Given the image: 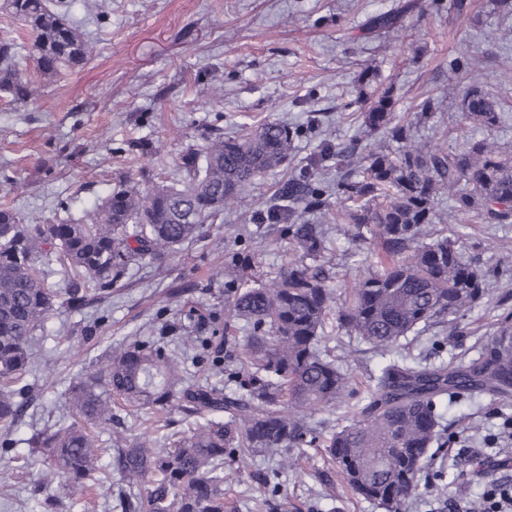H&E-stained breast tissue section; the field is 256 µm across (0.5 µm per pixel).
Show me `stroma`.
<instances>
[{
	"instance_id": "obj_1",
	"label": "stroma",
	"mask_w": 512,
	"mask_h": 512,
	"mask_svg": "<svg viewBox=\"0 0 512 512\" xmlns=\"http://www.w3.org/2000/svg\"><path fill=\"white\" fill-rule=\"evenodd\" d=\"M86 31L94 54L86 63L44 79L33 77L26 101L0 97V209L28 224L86 218L114 183L175 182L183 157L204 148L208 136H239L266 121L312 122L296 140L288 163L256 178L237 202L208 223L199 241L162 262L129 265L111 292L81 311L57 307L34 333L37 353L29 375L33 400L16 432L21 443L0 451V512H112L109 494L96 489L45 487L49 461L24 438L70 424L61 397L89 362L136 338L176 348L180 337L209 320L226 321L233 289L221 270L232 252H244L272 275L294 258L277 224H253L277 188L298 176L325 142L365 137L398 154V143L365 135L356 118L383 89L393 91L397 118L413 122L416 138L455 150L467 140L512 146V14L498 0H471L467 17L450 15L445 0H416L395 29L367 27L392 0H86ZM221 94H214V87ZM499 98L511 118L494 130L460 119L467 88ZM435 98L427 123L413 107ZM441 193V223L465 256L486 274V295L465 317L461 333L435 324L427 340L402 345L398 357L435 364L453 356L476 358L498 336L512 312V224L463 221ZM321 225L337 301L361 273L350 226L336 212L308 211ZM337 363L351 376L348 404L313 413L323 430L352 418L379 362L368 345L329 321ZM448 443L433 451L442 481L415 493L399 512H468L469 497L494 481L512 484V412L486 393L443 408ZM224 498L235 512H385L356 495L316 448H293L287 461L256 456L245 467L226 459ZM276 474L277 488L266 483Z\"/></svg>"
}]
</instances>
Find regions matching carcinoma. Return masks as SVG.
I'll return each mask as SVG.
<instances>
[{
  "label": "carcinoma",
  "instance_id": "obj_1",
  "mask_svg": "<svg viewBox=\"0 0 512 512\" xmlns=\"http://www.w3.org/2000/svg\"><path fill=\"white\" fill-rule=\"evenodd\" d=\"M74 0H3V10L22 22L33 40V72L56 76L84 64L93 48L72 20ZM401 9L372 16L371 27L393 29ZM18 43L0 40V93L28 96L31 73L17 62ZM498 103L472 87L461 100L464 120L493 127ZM385 89L360 113L362 125L401 144L392 157L357 140L310 159L303 173L281 188L277 201L255 220L284 224L299 259L274 277L256 276L253 259L233 254L224 264L225 284L234 289L231 317L243 324L245 344L233 364L224 365V346L209 336H185L183 354H193L214 374H226L237 390L224 393L204 381L184 384L180 355L164 344L137 339L99 364L82 369L65 392L76 418L66 427L32 436L24 443L47 450L50 480L60 487H97L111 470L144 487L119 490L114 512H229L224 501V460L281 455L290 448H320L349 488L397 512L408 496L443 479L426 476L429 449L446 435L440 408L445 400L475 391L512 395V316L503 317L500 335L465 365L443 361L427 367L392 358L401 339L419 336L434 323L472 311L485 294L486 275L466 258L457 240L435 233L439 191L455 190L453 212L483 224H512V152L477 140L448 152L416 143L411 125L392 117ZM306 128L265 122L244 136H215L188 163L179 185L156 183L141 189L130 179L115 184L83 222L25 224L0 209V445H14L29 388L21 380L31 365L34 332L55 310L59 292L50 288L42 266L57 257L79 278L64 303L78 309L88 286L100 293L133 261H160L203 236L208 218L239 198L255 177L281 166ZM348 159L336 182V203L365 248L360 274L336 310L338 324L370 345L383 362L373 375L365 403L348 424L328 434L300 412L336 407L351 394L350 380L322 348L326 320L333 311L332 276L320 262L328 250L322 228L302 214L329 206L323 163ZM254 276L250 287L244 280ZM178 406L203 422L166 436L163 447L147 436L110 442L94 426L112 422L115 408L130 417L143 410L167 422Z\"/></svg>",
  "mask_w": 512,
  "mask_h": 512
}]
</instances>
